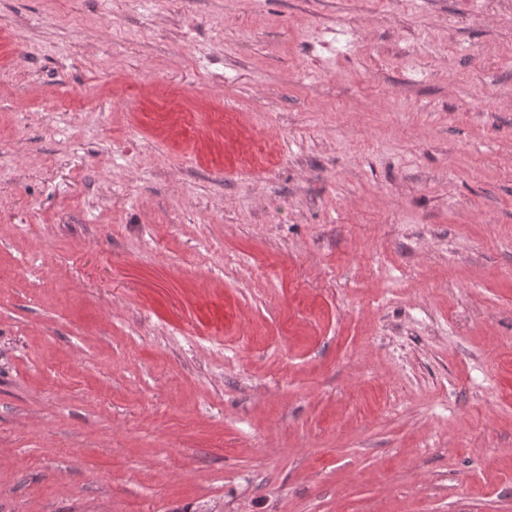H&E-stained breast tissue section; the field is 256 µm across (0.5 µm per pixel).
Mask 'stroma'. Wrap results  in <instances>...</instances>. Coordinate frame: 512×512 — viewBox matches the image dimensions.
I'll use <instances>...</instances> for the list:
<instances>
[{
	"instance_id": "35a3bbf8",
	"label": "stroma",
	"mask_w": 512,
	"mask_h": 512,
	"mask_svg": "<svg viewBox=\"0 0 512 512\" xmlns=\"http://www.w3.org/2000/svg\"><path fill=\"white\" fill-rule=\"evenodd\" d=\"M512 7L0 0V512H512Z\"/></svg>"
}]
</instances>
